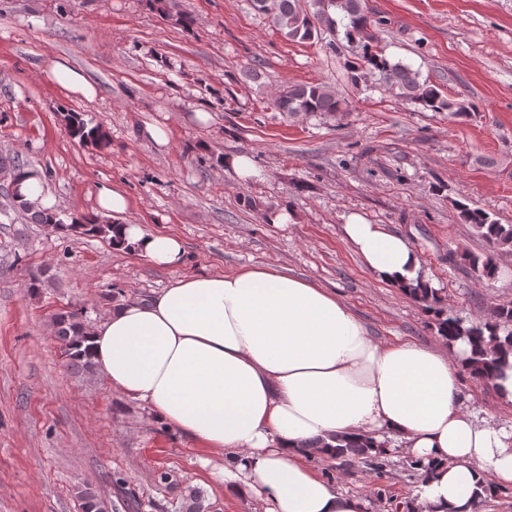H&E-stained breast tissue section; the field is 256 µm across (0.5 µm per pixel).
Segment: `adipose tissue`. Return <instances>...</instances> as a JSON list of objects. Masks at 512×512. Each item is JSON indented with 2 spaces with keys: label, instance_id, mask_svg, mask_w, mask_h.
<instances>
[{
  "label": "adipose tissue",
  "instance_id": "obj_1",
  "mask_svg": "<svg viewBox=\"0 0 512 512\" xmlns=\"http://www.w3.org/2000/svg\"><path fill=\"white\" fill-rule=\"evenodd\" d=\"M342 231L377 280L423 282L406 237L357 215ZM119 234L156 267L184 260L177 237L138 224ZM89 332L113 391L204 446L225 494H249L263 512H368L364 496L310 466L345 436L429 465L417 512H477L480 497L512 487V432L460 397L467 341L381 343L335 293L274 266L175 280L116 303Z\"/></svg>",
  "mask_w": 512,
  "mask_h": 512
}]
</instances>
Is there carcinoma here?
<instances>
[{"mask_svg":"<svg viewBox=\"0 0 512 512\" xmlns=\"http://www.w3.org/2000/svg\"><path fill=\"white\" fill-rule=\"evenodd\" d=\"M254 8L268 15L275 26L285 32L288 39L304 42L317 33L319 27L344 29L345 39L357 43L360 52L350 62L351 80L361 81L366 74H374L386 86L398 90L404 100L419 104L432 112H446L454 117H463L473 111L472 105L463 100L451 99L427 80L421 79L420 69L402 61L392 62L386 58L377 44L372 28L377 21L372 19L368 0H309L308 9L299 7V0H252ZM342 100L337 92L326 84H296L283 89L273 100L280 112L311 114L317 112H339ZM69 135L81 143L98 147L110 145L104 131L91 126L76 113L67 115ZM11 210L29 224H44L54 229L100 238L114 244V224L92 215L70 217L65 222L55 210L35 207L22 195L20 189L8 194ZM456 207L461 221L470 225L476 234L489 246V251L463 256L477 279H492L497 273L495 254L512 249V224H501L486 211L458 202ZM408 295L431 314L442 337L448 340L469 339L475 349L469 363L470 369L479 370L488 377L498 363L512 353V307L501 306L492 318L485 321H465L444 315L442 300L435 291L413 288ZM54 333L59 343L62 358L73 370L90 372L96 361L86 335L84 310L81 308L59 313L54 317ZM491 334L484 335L485 330ZM372 446L365 441L350 440L336 451L335 459L346 467L359 460L375 461L380 454H371ZM83 512H105V505L98 495L85 489L81 491Z\"/></svg>","mask_w":512,"mask_h":512,"instance_id":"cac0c4a2","label":"carcinoma"}]
</instances>
